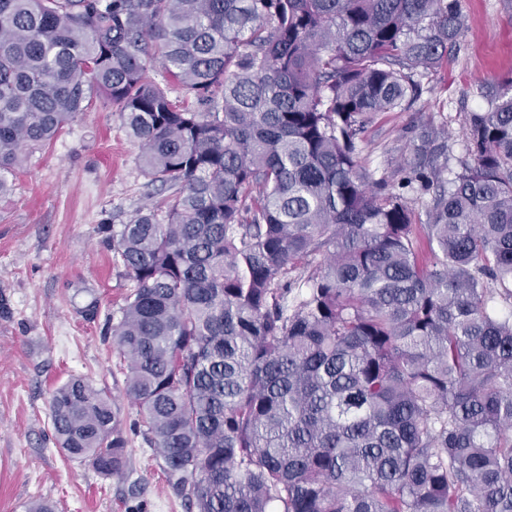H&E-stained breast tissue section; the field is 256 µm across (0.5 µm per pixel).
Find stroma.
Masks as SVG:
<instances>
[{
	"label": "stroma",
	"mask_w": 512,
	"mask_h": 512,
	"mask_svg": "<svg viewBox=\"0 0 512 512\" xmlns=\"http://www.w3.org/2000/svg\"><path fill=\"white\" fill-rule=\"evenodd\" d=\"M460 2L468 29L456 58L421 77L409 109L378 114L367 132L362 155L374 176L417 161L423 123L447 131L448 165L457 167L464 113L485 108L512 76V0ZM138 153L118 113L94 110L30 155L0 197V512H27L38 498L56 512H185L142 436L131 438L125 480L52 441L50 393L71 376L123 397V362L105 321L128 282L110 237L148 201Z\"/></svg>",
	"instance_id": "stroma-1"
}]
</instances>
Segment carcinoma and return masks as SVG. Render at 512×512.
I'll use <instances>...</instances> for the list:
<instances>
[{"mask_svg":"<svg viewBox=\"0 0 512 512\" xmlns=\"http://www.w3.org/2000/svg\"><path fill=\"white\" fill-rule=\"evenodd\" d=\"M465 28L460 0H0V195L95 105L168 193L112 230L140 421L72 377L64 454L123 478L138 432L186 512H512V79L453 177L445 144L405 170L425 217L361 160Z\"/></svg>","mask_w":512,"mask_h":512,"instance_id":"cac0c4a2","label":"carcinoma"}]
</instances>
